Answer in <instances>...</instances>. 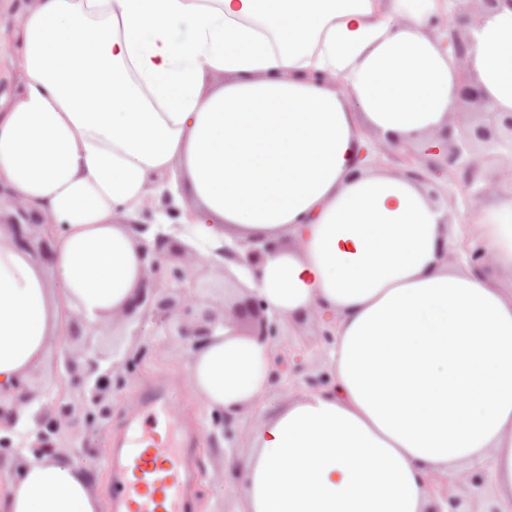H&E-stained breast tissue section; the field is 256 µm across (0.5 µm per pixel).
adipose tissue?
<instances>
[{"instance_id": "obj_1", "label": "adipose tissue", "mask_w": 512, "mask_h": 512, "mask_svg": "<svg viewBox=\"0 0 512 512\" xmlns=\"http://www.w3.org/2000/svg\"><path fill=\"white\" fill-rule=\"evenodd\" d=\"M448 0H21L0 99V187L62 226L52 264L0 224V393L18 396L72 316L124 320L150 284L131 223L173 192L198 242L288 321L332 318L333 384L261 412L227 460L238 512H444L436 479L490 467L473 512H512V171L472 215L494 275L448 260L450 211L358 155L439 147L462 77L432 19ZM462 28L485 104L512 113V0ZM327 73L317 82L313 73ZM268 340L233 308L187 359L192 394L237 421L270 391ZM258 410V409H257ZM0 512H106L67 450L12 459Z\"/></svg>"}]
</instances>
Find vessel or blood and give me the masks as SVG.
<instances>
[{
  "instance_id": "vessel-or-blood-1",
  "label": "vessel or blood",
  "mask_w": 512,
  "mask_h": 512,
  "mask_svg": "<svg viewBox=\"0 0 512 512\" xmlns=\"http://www.w3.org/2000/svg\"><path fill=\"white\" fill-rule=\"evenodd\" d=\"M173 414L165 390L146 395L128 437L108 461L112 512H185L195 477V440L170 438Z\"/></svg>"
}]
</instances>
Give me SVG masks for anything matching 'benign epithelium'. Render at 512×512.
Listing matches in <instances>:
<instances>
[{
    "mask_svg": "<svg viewBox=\"0 0 512 512\" xmlns=\"http://www.w3.org/2000/svg\"><path fill=\"white\" fill-rule=\"evenodd\" d=\"M446 28L450 32L455 64L463 74L469 66L468 47L452 28V24H446ZM482 97L478 87L467 84L456 102V108L460 112H467L469 105L481 101ZM482 117L483 122L473 132L460 129V138L468 141L474 137L489 148L495 147L503 135L512 139V115L505 116L501 112L484 108ZM0 206L13 209V212L7 214L5 221L12 226L16 245L37 253L45 261L52 259V233L57 229L53 217L29 214L22 202L11 195L0 197ZM161 210L169 216L178 213L177 209L169 206L167 195L159 205L149 199L141 210L136 226L145 228V221L152 219ZM156 242L160 248L167 247V251L149 260L153 287L140 290L127 315L133 316L136 309L142 307L167 319L171 318L174 320L173 331L181 337V342L191 340L198 346L216 329L221 322L220 316L208 309H200L197 295L184 291L177 296H166L158 285L162 282L180 284L194 279L191 268L180 263V259L187 255L198 266H207L210 261L170 235L159 233L156 235ZM235 313L238 320L256 335L264 339L277 335V325L265 316L259 299L254 297L238 304ZM109 359L110 354L90 346L81 361L66 356L63 363L65 389L52 394L45 389L32 390L26 385L22 386L20 400L27 405L25 411L19 409L13 400L7 403L0 399V419L5 422L4 430L9 432L5 437L0 436V447L10 449L17 457L29 452L39 457L56 450L57 437L64 429L79 432L85 421L106 424L112 417V405L105 399V392L112 386V371L105 367ZM71 392L82 396L85 415H80L71 403Z\"/></svg>",
    "mask_w": 512,
    "mask_h": 512,
    "instance_id": "1",
    "label": "benign epithelium"
}]
</instances>
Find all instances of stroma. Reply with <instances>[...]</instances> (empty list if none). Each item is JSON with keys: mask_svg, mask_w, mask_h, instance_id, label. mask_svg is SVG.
Instances as JSON below:
<instances>
[{"mask_svg": "<svg viewBox=\"0 0 512 512\" xmlns=\"http://www.w3.org/2000/svg\"><path fill=\"white\" fill-rule=\"evenodd\" d=\"M431 188L438 199L448 203L455 217V229L462 246L452 252V260L472 262L471 254L479 241L478 229L472 222L470 198L485 192L486 181L479 177L466 181L465 169L459 166L434 177ZM195 276L203 307L220 312L226 301L235 300V284L224 279L219 267L196 268ZM320 330V325L315 322L281 323L279 336L271 340L275 356H283V347L289 343L301 346L304 353L297 368L287 369L281 382L272 388L267 397L268 404H275L283 396L305 389L309 378L329 377V347ZM96 342L101 350L112 354V390L109 394L112 418L104 428L90 423L76 434L63 431L58 438V447L71 449L80 465L98 474L97 489L100 494H107L109 475L104 461L111 455V444L125 432L126 424L134 414L128 405L129 399H142L149 389L164 387L170 394L171 407L181 412L183 432L201 434L196 455L199 474L190 492L191 512H235L240 490L225 485L221 479L224 457L243 451L257 422L256 415L242 417L228 429L216 425L213 414L190 393L185 356L175 350L176 337L169 335L167 322L154 314L126 319L123 324L97 334ZM130 360L136 363L131 370L126 367Z\"/></svg>", "mask_w": 512, "mask_h": 512, "instance_id": "stroma-1", "label": "stroma"}]
</instances>
